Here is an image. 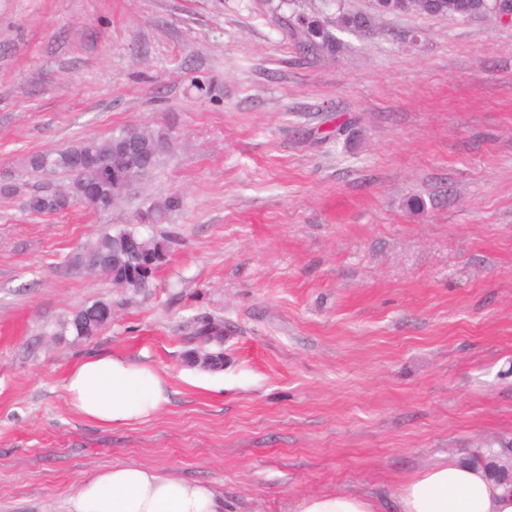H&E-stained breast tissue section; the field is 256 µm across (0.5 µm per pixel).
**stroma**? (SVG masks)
Listing matches in <instances>:
<instances>
[{
	"mask_svg": "<svg viewBox=\"0 0 512 512\" xmlns=\"http://www.w3.org/2000/svg\"><path fill=\"white\" fill-rule=\"evenodd\" d=\"M371 0H0V512H69L143 463L230 512L346 492L395 512L402 478L512 442V25L388 15ZM316 19L338 45H310ZM220 96H197L192 79ZM129 125L169 160L105 215H30L29 152ZM183 209L142 224L151 199ZM170 250L145 287L72 262L103 230ZM112 308L93 336L62 331ZM224 327L223 360L195 321ZM114 355L170 402L121 427L75 414L68 370Z\"/></svg>",
	"mask_w": 512,
	"mask_h": 512,
	"instance_id": "obj_1",
	"label": "stroma"
}]
</instances>
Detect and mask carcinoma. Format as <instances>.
<instances>
[{
	"mask_svg": "<svg viewBox=\"0 0 512 512\" xmlns=\"http://www.w3.org/2000/svg\"><path fill=\"white\" fill-rule=\"evenodd\" d=\"M494 0H434L427 8H418L416 12L430 16H446L457 20H468L480 16L493 6ZM344 27L352 31H366L371 27L370 18L363 14H345L341 17ZM306 34L321 39L320 46L326 50L336 47L335 37L318 24L306 25ZM128 128L123 127L105 137L82 139L72 145L59 149L33 152L22 160L21 174L29 177L50 178L58 174L68 176L67 195L59 192H34L27 196L25 208L35 215L63 214L72 207L85 201L84 188L93 186L101 195L94 210L100 214L109 212L112 204V168L122 162L121 152L128 144ZM143 163L133 171L138 180L150 177L173 152L174 137L168 129H147L139 140ZM184 199L171 193L151 201L148 208L141 213L140 220L150 224H163L182 210ZM133 236L138 232L122 229L115 233L103 232L96 241L73 258V262L90 271H95L112 279L119 269L112 265V242ZM145 248L156 258V265H161L169 252L167 241L152 237L142 238ZM197 335L208 339L223 335L222 325L210 318L199 321ZM512 460V448L505 447L499 451L490 449L486 452L478 449L468 460L473 463L486 464L494 461L505 464V459Z\"/></svg>",
	"mask_w": 512,
	"mask_h": 512,
	"instance_id": "cac0c4a2",
	"label": "carcinoma"
}]
</instances>
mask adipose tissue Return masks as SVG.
Returning <instances> with one entry per match:
<instances>
[{"label": "adipose tissue", "instance_id": "ef3b65f1", "mask_svg": "<svg viewBox=\"0 0 512 512\" xmlns=\"http://www.w3.org/2000/svg\"><path fill=\"white\" fill-rule=\"evenodd\" d=\"M71 409L85 420L125 426L158 415L169 402V383L155 368L105 355L84 359L64 382ZM398 512H512V487L484 468L451 456L403 479ZM71 512H223L224 504L202 482L165 476L129 463L97 472L70 499ZM296 512H378L372 497L322 493L304 497Z\"/></svg>", "mask_w": 512, "mask_h": 512}]
</instances>
